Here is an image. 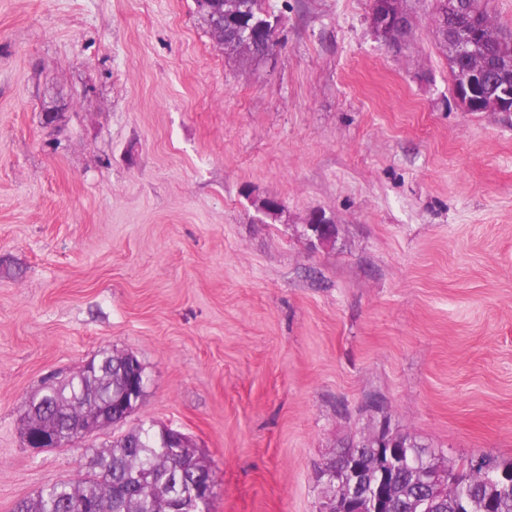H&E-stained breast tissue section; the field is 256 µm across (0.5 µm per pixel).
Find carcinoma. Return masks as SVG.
Masks as SVG:
<instances>
[{
	"mask_svg": "<svg viewBox=\"0 0 512 512\" xmlns=\"http://www.w3.org/2000/svg\"><path fill=\"white\" fill-rule=\"evenodd\" d=\"M479 3V18L466 12L451 16L437 0L435 15L439 33L450 32L456 42L466 43L469 53L458 60L448 59L451 73L465 62L478 60L486 70V90L493 94L499 87V61L512 59V44L486 36L473 40L470 34L475 24L490 27L488 0ZM274 14L264 10L263 0H224V54L228 57H247L258 62L266 59V48L279 44ZM101 371L89 375L78 372L63 385L48 383L40 393V404L34 416L23 411V417L44 428H51L64 437L75 435L78 420L87 418L97 426L105 419V411L114 404L125 383L122 362L108 351L98 354ZM194 449L172 447L170 438L153 427H135L112 440L102 451L92 452L85 472L77 477L56 482L34 497L19 502L14 512H78L79 504L87 499L98 503L99 512H166L171 492L178 489L191 493L195 464L191 460ZM406 466L400 475V491L391 502L390 512H418V505L429 497L423 477L415 470L416 460L425 455V449L412 442L401 449ZM358 455L368 463L371 449L365 439L351 443L340 456L344 462ZM485 466L475 468L467 460L459 467L458 481L448 485L445 498L436 512H453L454 504L466 499L471 512H486L485 500L495 501L494 512H512V485L495 484L497 471L503 462L490 455L481 456ZM162 477L169 473L174 484L161 482L142 484L139 478L146 474Z\"/></svg>",
	"mask_w": 512,
	"mask_h": 512,
	"instance_id": "cac0c4a2",
	"label": "carcinoma"
}]
</instances>
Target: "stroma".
Wrapping results in <instances>:
<instances>
[{
    "label": "stroma",
    "instance_id": "obj_1",
    "mask_svg": "<svg viewBox=\"0 0 512 512\" xmlns=\"http://www.w3.org/2000/svg\"><path fill=\"white\" fill-rule=\"evenodd\" d=\"M264 5L255 64L194 0H0V512L141 425L209 461L210 512H317L384 420L512 460V112L456 105L435 0L398 50L371 0ZM105 349L141 406L26 447L23 404Z\"/></svg>",
    "mask_w": 512,
    "mask_h": 512
}]
</instances>
